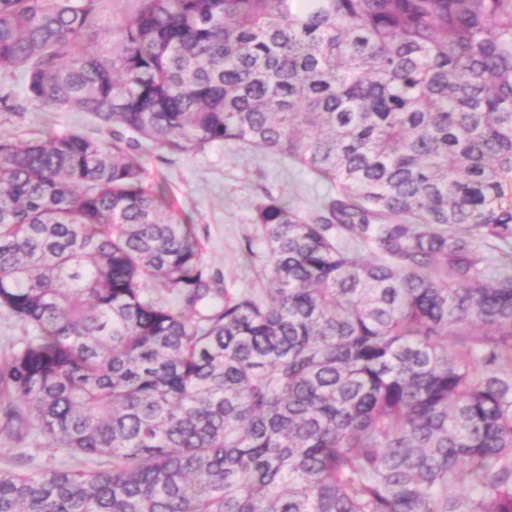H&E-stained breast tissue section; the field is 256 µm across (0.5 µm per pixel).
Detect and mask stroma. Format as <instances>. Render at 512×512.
<instances>
[{
	"instance_id": "stroma-1",
	"label": "stroma",
	"mask_w": 512,
	"mask_h": 512,
	"mask_svg": "<svg viewBox=\"0 0 512 512\" xmlns=\"http://www.w3.org/2000/svg\"><path fill=\"white\" fill-rule=\"evenodd\" d=\"M74 130L106 143L112 140L86 113L28 104L21 74L0 70V136L24 142ZM137 156L148 179L169 192L194 224L205 264L232 292L257 293L266 286L268 248L254 222L256 204L270 194L309 215L328 192L300 164L242 144L190 153L148 144ZM71 463V457L47 447L39 435L18 443L0 439V470L38 473Z\"/></svg>"
}]
</instances>
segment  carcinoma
Instances as JSON below:
<instances>
[{
	"label": "carcinoma",
	"instance_id": "carcinoma-1",
	"mask_svg": "<svg viewBox=\"0 0 512 512\" xmlns=\"http://www.w3.org/2000/svg\"><path fill=\"white\" fill-rule=\"evenodd\" d=\"M0 0L27 101L173 151L278 153L259 294L221 287L135 144L0 137V512H512V0ZM367 248L369 258L361 256ZM453 341H448V337ZM100 25L112 32V43L119 38L121 27L138 10L140 0H102ZM476 252L486 259L492 270H512V242L505 244L494 238H482L477 241ZM27 336H31V331L0 308V358L18 349ZM73 462L63 451L46 447L45 440L37 434L18 443H5L0 436V470L38 473Z\"/></svg>",
	"mask_w": 512,
	"mask_h": 512
}]
</instances>
